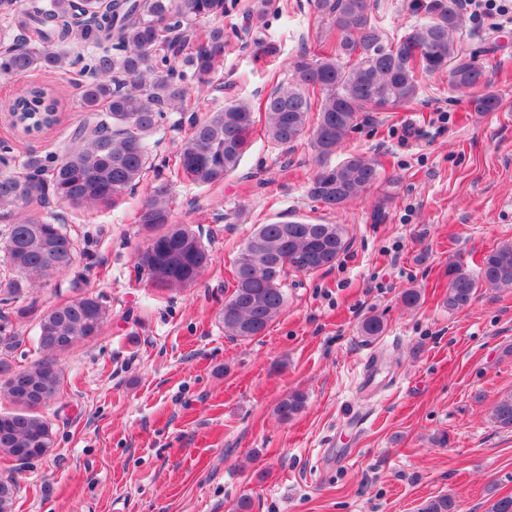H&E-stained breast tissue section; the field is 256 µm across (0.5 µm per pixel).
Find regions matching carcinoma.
<instances>
[{
    "instance_id": "1",
    "label": "carcinoma",
    "mask_w": 512,
    "mask_h": 512,
    "mask_svg": "<svg viewBox=\"0 0 512 512\" xmlns=\"http://www.w3.org/2000/svg\"><path fill=\"white\" fill-rule=\"evenodd\" d=\"M230 0H0L5 22L0 37V76L34 71L67 72L83 65L87 79L81 104L90 117L72 133L74 146L23 160L3 155L0 163L18 169L0 173V262L10 275L0 278V353L22 344L5 307L24 291L36 288L76 263L74 239L47 208L55 197L75 207L115 200L140 184L152 167L153 134L169 112L186 111L192 87L211 83L224 62L228 46L224 15ZM325 27L320 51L297 54L289 66L288 85H277L254 106L232 100L203 119L188 118L174 162L163 160L168 177L158 178L139 212V223L152 232L135 255L137 271L164 289L196 284L209 263L201 236L173 220L171 183L185 178L215 186L235 171L252 143L256 125L273 144L289 149L309 137L319 162L307 194L329 209H342L370 191L380 180L376 159L351 154L337 164L329 160L370 110L408 107L417 102L421 79L448 74L450 87L467 92L479 87L483 67L463 51L460 0H411L418 16L403 33L390 35L381 26L377 0H314ZM277 10L275 0H255L251 20L264 23ZM202 20L210 24L197 31ZM423 45L419 57L412 47ZM58 100L33 86L9 107L26 132L40 131L56 120ZM476 112H495L492 93L473 97ZM41 215L17 218L33 206ZM343 224H312L297 220L260 224L238 251L233 289L220 311L224 334L248 339L265 331L280 315L289 274H309L330 267L348 248ZM288 256L276 279L267 274L271 260ZM512 289V241L483 255L472 272L458 261L448 263L444 306L451 313L469 308L479 288ZM107 308L87 292L52 307L38 318V349L46 355L33 365L12 369L0 358V382L21 374L37 389V401L9 399L13 409L0 412V455L22 464L54 448L52 424L38 409L60 397L62 370L55 361L53 339L62 337L74 349L99 335ZM307 395L288 392L276 405L284 421L300 414ZM494 423L512 430V391L492 409ZM20 486L12 476L0 478V512H15ZM419 512H457L456 501L443 495L425 501Z\"/></svg>"
}]
</instances>
